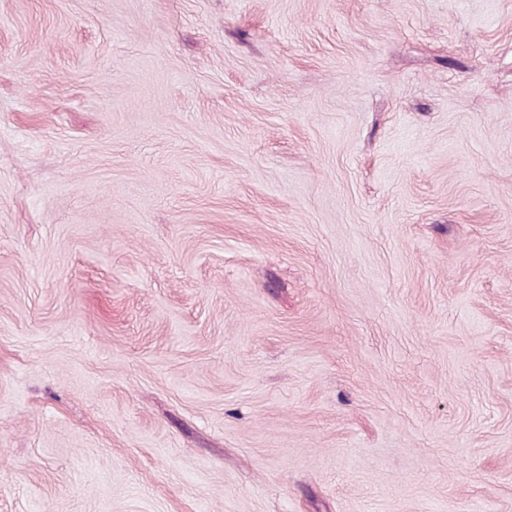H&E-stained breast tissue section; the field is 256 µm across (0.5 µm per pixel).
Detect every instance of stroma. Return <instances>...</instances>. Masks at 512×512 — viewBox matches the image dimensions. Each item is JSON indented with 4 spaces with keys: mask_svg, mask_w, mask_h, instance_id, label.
I'll return each mask as SVG.
<instances>
[{
    "mask_svg": "<svg viewBox=\"0 0 512 512\" xmlns=\"http://www.w3.org/2000/svg\"><path fill=\"white\" fill-rule=\"evenodd\" d=\"M0 512H512V0H0Z\"/></svg>",
    "mask_w": 512,
    "mask_h": 512,
    "instance_id": "1",
    "label": "stroma"
}]
</instances>
